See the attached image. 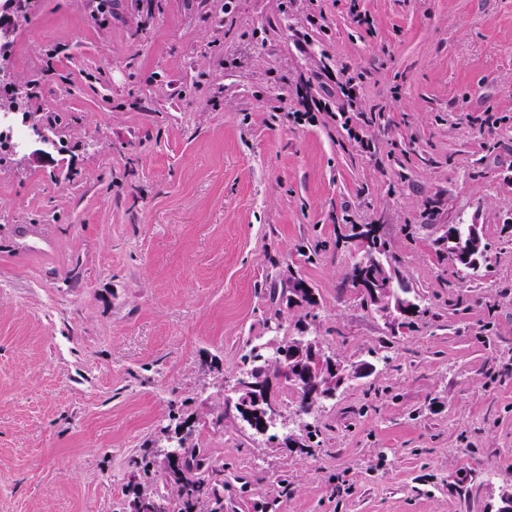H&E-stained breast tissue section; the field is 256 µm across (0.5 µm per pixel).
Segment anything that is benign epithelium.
Wrapping results in <instances>:
<instances>
[{"mask_svg":"<svg viewBox=\"0 0 512 512\" xmlns=\"http://www.w3.org/2000/svg\"><path fill=\"white\" fill-rule=\"evenodd\" d=\"M15 30V15L11 4L0 6V41H11ZM380 236L379 225L354 226L351 242L355 243L350 280L363 303L372 308L391 326H399L415 315L418 305L409 295L394 293L392 280L376 252ZM448 253L456 266L473 268L484 255L483 237L477 224L469 225L466 243L460 245L453 231L448 232ZM314 297L306 282L295 279L289 289V301L303 305ZM291 336L273 345V358L278 369L264 379H255L244 372L235 385V408L239 416L256 432L263 433L267 425L280 416V388L287 385L300 388L305 405L315 408L322 401L336 397L337 391L355 379L375 370L369 363L345 365L327 355L319 342L305 335Z\"/></svg>","mask_w":512,"mask_h":512,"instance_id":"benign-epithelium-1","label":"benign epithelium"}]
</instances>
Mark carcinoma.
<instances>
[{"mask_svg":"<svg viewBox=\"0 0 512 512\" xmlns=\"http://www.w3.org/2000/svg\"><path fill=\"white\" fill-rule=\"evenodd\" d=\"M244 360L250 363L249 371L257 379L271 371L269 358L257 349L250 350ZM173 454L177 463L166 474L165 481L176 491L182 503L179 512H194L203 494L216 499L224 496V480L217 477L224 467L213 461L207 449L177 444Z\"/></svg>","mask_w":512,"mask_h":512,"instance_id":"1","label":"carcinoma"}]
</instances>
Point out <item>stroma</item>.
Returning <instances> with one entry per match:
<instances>
[{
	"mask_svg": "<svg viewBox=\"0 0 512 512\" xmlns=\"http://www.w3.org/2000/svg\"><path fill=\"white\" fill-rule=\"evenodd\" d=\"M0 67L64 122L0 165V512H129L167 426L223 464L224 512H499L512 0H36ZM350 224L413 327L362 305ZM451 224L481 225L476 273ZM269 319L375 370L308 415L281 389L256 433L232 401ZM448 253L451 262L455 266L473 268L480 265L484 255L483 237L478 224H469V233L466 243L458 246V240L454 231L448 227Z\"/></svg>",
	"mask_w": 512,
	"mask_h": 512,
	"instance_id": "35a3bbf8",
	"label": "stroma"
}]
</instances>
